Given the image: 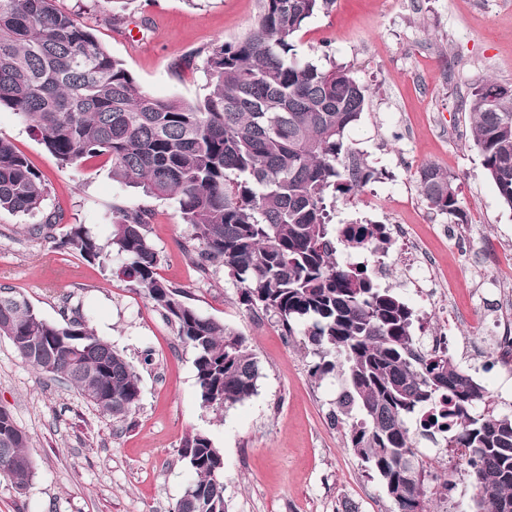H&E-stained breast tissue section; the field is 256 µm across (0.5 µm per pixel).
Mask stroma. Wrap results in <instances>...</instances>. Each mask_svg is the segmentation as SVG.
<instances>
[{
  "mask_svg": "<svg viewBox=\"0 0 512 512\" xmlns=\"http://www.w3.org/2000/svg\"><path fill=\"white\" fill-rule=\"evenodd\" d=\"M89 27L152 95L200 103L212 87L208 50L253 28L257 0H56ZM299 58L350 65L369 91L368 106L347 132L376 179L336 200L333 221L409 224L433 267L422 288H399L420 318V335L446 330L448 352L488 389L498 410L512 409V368L483 347L495 324H512V209L485 176L460 107L486 78L512 86V0H336L310 19L296 43ZM0 137L41 174L45 212L63 217L57 236L79 225L110 235L112 206L144 209L160 255L158 273L183 288L202 314L247 336L262 367L254 396L223 413L202 407L192 349L145 295L111 267L88 262L31 233L32 219L0 212V286L22 293L48 321L78 311L125 355L139 377L141 400L127 422L103 415L64 382L25 363L0 336V407L29 436L35 464L25 494L0 476V512H170L192 474L179 456L184 437L206 433L224 452L228 512H392L377 477L346 446V425L330 415L343 376L312 377L303 336L286 339L274 316L248 309L227 269L201 277L182 243L178 206L114 181L104 161L65 168L11 109H0ZM435 163L452 175L467 221L428 208L418 169ZM151 364H144V355ZM448 496L431 494V512H468L469 477Z\"/></svg>",
  "mask_w": 512,
  "mask_h": 512,
  "instance_id": "stroma-1",
  "label": "stroma"
}]
</instances>
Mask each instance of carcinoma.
Masks as SVG:
<instances>
[{
	"mask_svg": "<svg viewBox=\"0 0 512 512\" xmlns=\"http://www.w3.org/2000/svg\"><path fill=\"white\" fill-rule=\"evenodd\" d=\"M335 0H258L255 26L243 39L208 53L212 92L201 103L144 91L124 63L55 0H0V108L21 115L63 166L104 157L112 178L173 199L190 226L184 245L203 275L226 267L250 310L276 317L286 336L301 331L318 361L311 375L341 370L336 399L352 419L347 446L380 481L394 512H428L431 475L415 440L437 448H467L458 466L482 474L471 512H512V411L498 412L486 387L462 371L447 351H417L413 311L381 287L364 264L342 265L337 245L362 250L374 229L331 228L329 208L351 197L375 171L355 153L346 131L367 107V89L351 67L302 62L295 38ZM498 85L486 79L460 107L501 202L512 209V99L488 105ZM426 204L464 222L458 186L436 164L418 171ZM47 189L11 141L0 138V210L35 214ZM148 212L112 208V231L100 241L83 226L58 246L89 262L118 268L176 327L194 351L203 407L220 412L251 398L261 366L245 336L203 315L183 290L158 276L159 255L148 238ZM62 217L50 213L32 228L54 238ZM0 336L41 373L64 379L101 413L118 422L138 407L139 376L127 358L82 318L44 319L28 299L0 287ZM29 437L0 410V474L17 493L34 465ZM192 474L190 497L171 512H227L224 454L199 431L183 441Z\"/></svg>",
	"mask_w": 512,
	"mask_h": 512,
	"instance_id": "carcinoma-1",
	"label": "carcinoma"
}]
</instances>
